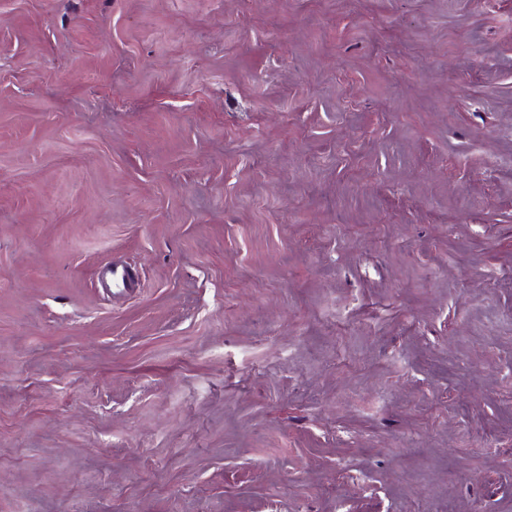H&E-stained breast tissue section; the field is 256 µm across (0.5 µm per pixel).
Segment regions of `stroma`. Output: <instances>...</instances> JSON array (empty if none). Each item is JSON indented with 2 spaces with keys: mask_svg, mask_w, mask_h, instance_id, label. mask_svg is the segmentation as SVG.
<instances>
[{
  "mask_svg": "<svg viewBox=\"0 0 512 512\" xmlns=\"http://www.w3.org/2000/svg\"><path fill=\"white\" fill-rule=\"evenodd\" d=\"M0 512H512V0H0Z\"/></svg>",
  "mask_w": 512,
  "mask_h": 512,
  "instance_id": "obj_1",
  "label": "stroma"
}]
</instances>
